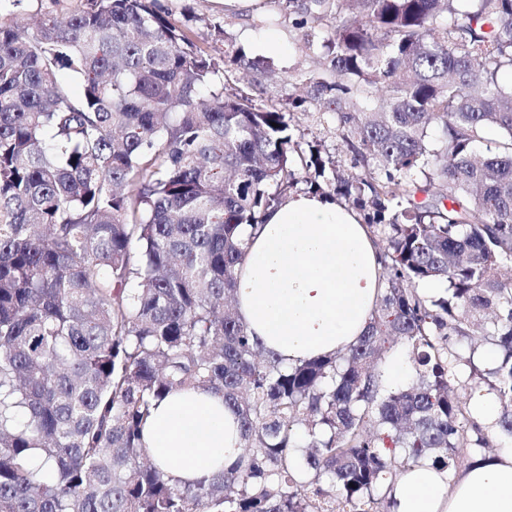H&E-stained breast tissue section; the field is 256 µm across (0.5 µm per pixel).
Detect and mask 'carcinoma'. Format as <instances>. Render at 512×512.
I'll return each mask as SVG.
<instances>
[{"mask_svg": "<svg viewBox=\"0 0 512 512\" xmlns=\"http://www.w3.org/2000/svg\"><path fill=\"white\" fill-rule=\"evenodd\" d=\"M64 2L31 34L0 13V512H390L406 469L512 440V0H275L319 31L282 107L216 85L271 61L209 55L158 0ZM308 112L332 114L352 172L303 149ZM299 164L363 212L386 277L353 345L287 365L227 305L243 226ZM478 328L489 370L462 353ZM394 349L416 373L401 388ZM188 389L244 440L207 484L143 450L155 402Z\"/></svg>", "mask_w": 512, "mask_h": 512, "instance_id": "cac0c4a2", "label": "carcinoma"}]
</instances>
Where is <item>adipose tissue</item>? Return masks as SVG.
<instances>
[{
	"instance_id": "adipose-tissue-1",
	"label": "adipose tissue",
	"mask_w": 512,
	"mask_h": 512,
	"mask_svg": "<svg viewBox=\"0 0 512 512\" xmlns=\"http://www.w3.org/2000/svg\"><path fill=\"white\" fill-rule=\"evenodd\" d=\"M370 229L350 206L289 195L253 230L238 270L236 310L252 338L286 364L336 353L364 331L383 288ZM149 459L182 484L208 483L244 453L221 397L169 393L143 430ZM391 512H512V448L456 479L419 464L401 476Z\"/></svg>"
}]
</instances>
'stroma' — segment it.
Listing matches in <instances>:
<instances>
[{
  "instance_id": "obj_1",
  "label": "stroma",
  "mask_w": 512,
  "mask_h": 512,
  "mask_svg": "<svg viewBox=\"0 0 512 512\" xmlns=\"http://www.w3.org/2000/svg\"><path fill=\"white\" fill-rule=\"evenodd\" d=\"M159 3L177 24H189L197 45L216 57L223 56L224 40L228 37L235 45L243 47L248 56L260 58L267 56L265 39L280 38L287 51L267 56L273 63L272 77L259 79L243 71L233 75V87L249 96L286 101L295 92V75L310 66L298 50L302 30L295 28L288 17L276 16L277 6L273 0H253L247 7L234 4L233 0H159ZM261 14L273 15V22L255 25V18ZM302 131L305 142L332 156L342 168H349V158L337 150L340 138L333 120L319 112L305 114Z\"/></svg>"
}]
</instances>
